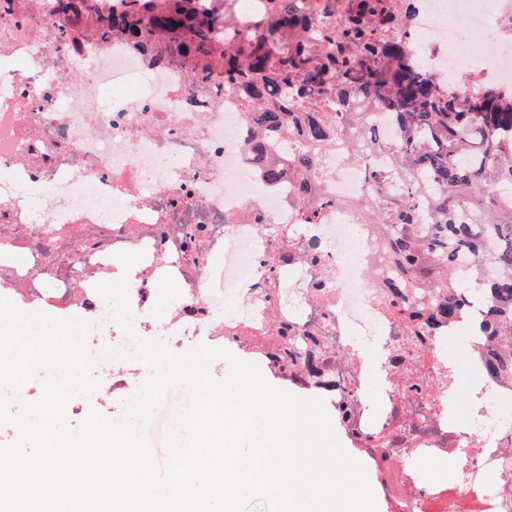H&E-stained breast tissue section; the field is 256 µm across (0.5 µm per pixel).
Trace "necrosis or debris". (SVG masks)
<instances>
[{
	"mask_svg": "<svg viewBox=\"0 0 512 512\" xmlns=\"http://www.w3.org/2000/svg\"><path fill=\"white\" fill-rule=\"evenodd\" d=\"M401 24L437 69L471 65L474 83L512 92V0H419ZM463 28L495 38L477 47L457 38ZM1 31L0 298L77 316L98 336L111 328L110 347L125 350L98 288L126 280L135 333L173 354L236 336L287 352L335 398L394 512H512V417L481 384L459 418L454 380L478 362L441 352L447 326L420 335L396 313L394 261L353 206L371 187L346 136L317 149L318 196L304 204L292 171L272 183L251 159L256 131L231 90L148 68L125 42L61 33L41 7L0 15ZM32 191L48 200L37 215ZM219 292L244 306L221 325ZM447 455L449 480L424 483L418 462Z\"/></svg>",
	"mask_w": 512,
	"mask_h": 512,
	"instance_id": "obj_1",
	"label": "necrosis or debris"
}]
</instances>
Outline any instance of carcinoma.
<instances>
[{"instance_id":"carcinoma-1","label":"carcinoma","mask_w":512,"mask_h":512,"mask_svg":"<svg viewBox=\"0 0 512 512\" xmlns=\"http://www.w3.org/2000/svg\"><path fill=\"white\" fill-rule=\"evenodd\" d=\"M233 0H54L71 31L117 39L144 56L150 67L186 66L201 82L235 92L258 131L279 129L296 105L336 100V116L323 110L299 117L302 140L324 146L347 131L391 156L389 171L360 160L372 195L355 208L373 224L394 231L391 249L403 287L408 280L433 291L429 323L453 322L473 294L487 299V376L512 380V92L487 82L460 99L453 85L419 60L413 41L395 16L414 0H251L245 33L237 27ZM353 99L389 115L394 135L355 120ZM252 150L267 175L283 165ZM307 199L317 178L315 157L305 148L291 156ZM283 379L309 385L286 356L251 344Z\"/></svg>"}]
</instances>
